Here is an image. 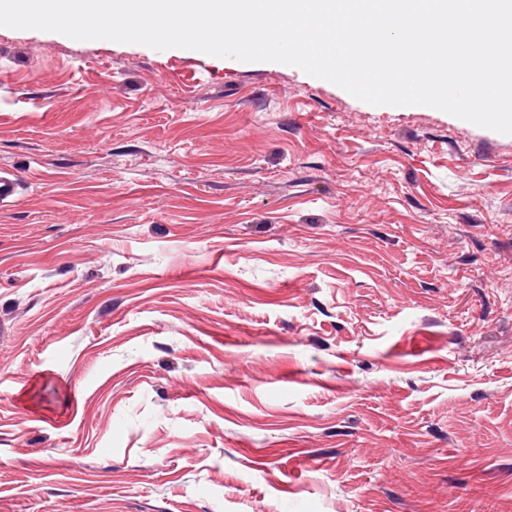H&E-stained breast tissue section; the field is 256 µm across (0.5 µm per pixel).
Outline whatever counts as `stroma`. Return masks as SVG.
I'll use <instances>...</instances> for the list:
<instances>
[{
  "mask_svg": "<svg viewBox=\"0 0 512 512\" xmlns=\"http://www.w3.org/2000/svg\"><path fill=\"white\" fill-rule=\"evenodd\" d=\"M1 170L0 512H512V135L0 27Z\"/></svg>",
  "mask_w": 512,
  "mask_h": 512,
  "instance_id": "obj_1",
  "label": "stroma"
}]
</instances>
